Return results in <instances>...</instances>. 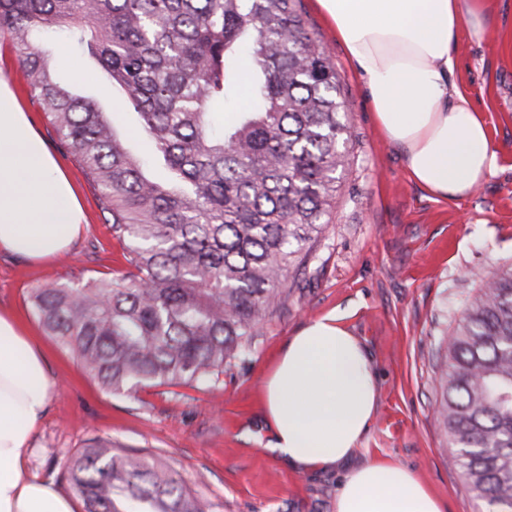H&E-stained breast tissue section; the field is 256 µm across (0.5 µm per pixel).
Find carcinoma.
Masks as SVG:
<instances>
[{
    "label": "carcinoma",
    "mask_w": 512,
    "mask_h": 512,
    "mask_svg": "<svg viewBox=\"0 0 512 512\" xmlns=\"http://www.w3.org/2000/svg\"><path fill=\"white\" fill-rule=\"evenodd\" d=\"M63 32L135 109L151 158L99 102L61 83ZM58 145L100 190L126 273L35 288L45 332L112 391L192 387L246 351L306 267L345 169L336 70L300 0H0V39ZM247 79L246 103L239 98ZM234 105L228 124L211 115ZM443 337L438 416L474 498L512 510V264ZM63 477L84 512H208L164 460L91 440Z\"/></svg>",
    "instance_id": "1"
}]
</instances>
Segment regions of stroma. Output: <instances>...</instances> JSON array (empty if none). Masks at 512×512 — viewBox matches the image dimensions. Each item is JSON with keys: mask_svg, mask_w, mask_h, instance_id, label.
<instances>
[{"mask_svg": "<svg viewBox=\"0 0 512 512\" xmlns=\"http://www.w3.org/2000/svg\"><path fill=\"white\" fill-rule=\"evenodd\" d=\"M488 4V30L478 38L461 30L455 45L460 65L448 81L482 109L503 171L471 197L448 201L410 180L401 150L380 134L343 47L313 0H302L309 29L336 69L350 127V164L306 273L289 285L285 303L266 315L246 353L226 363L217 381L195 387L106 391L42 328L30 300L33 289L116 276L127 263L97 206L98 187L59 149L21 71L9 52L0 53V78L70 179L84 214L81 235L51 261L30 263L0 252V310L24 322L55 384L30 443V475L68 492L65 463L99 438L160 456L199 491L210 512H334L340 474L292 470L268 448L261 392L286 338L336 309L347 312L348 326L369 348L379 380L380 405L357 460L407 466L447 500L448 512H500L499 505L466 492L434 413L440 340L480 286L471 272L490 276L512 263V0ZM54 47L60 78L95 97L133 151L147 155L136 113L116 101L99 67L65 37H57Z\"/></svg>", "mask_w": 512, "mask_h": 512, "instance_id": "obj_1", "label": "stroma"}]
</instances>
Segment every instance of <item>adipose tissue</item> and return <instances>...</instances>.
I'll return each mask as SVG.
<instances>
[{"label":"adipose tissue","instance_id":"adipose-tissue-1","mask_svg":"<svg viewBox=\"0 0 512 512\" xmlns=\"http://www.w3.org/2000/svg\"><path fill=\"white\" fill-rule=\"evenodd\" d=\"M364 80L386 140L430 195L471 196L499 169L481 111L448 77L460 28L481 35L487 0H316ZM83 214L65 173L0 80V252L44 261L65 251ZM333 310L282 344L263 380L269 446L300 471L342 470L335 512H448L447 502L405 465L354 463L379 404L365 344ZM47 361L0 311V512H76V503L29 475L28 445L52 396Z\"/></svg>","mask_w":512,"mask_h":512}]
</instances>
